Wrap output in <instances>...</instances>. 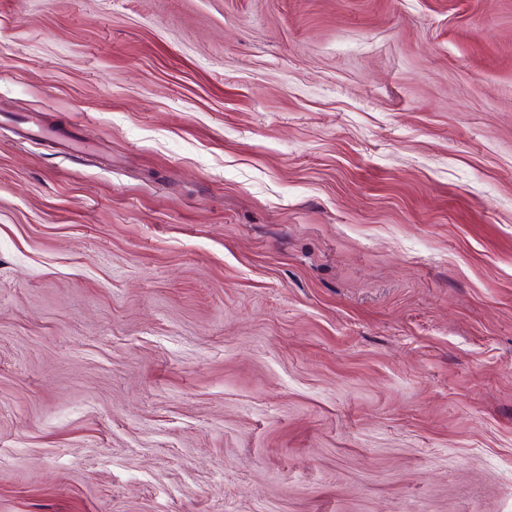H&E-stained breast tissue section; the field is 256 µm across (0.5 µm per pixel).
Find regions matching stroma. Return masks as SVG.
<instances>
[{
  "label": "stroma",
  "mask_w": 512,
  "mask_h": 512,
  "mask_svg": "<svg viewBox=\"0 0 512 512\" xmlns=\"http://www.w3.org/2000/svg\"><path fill=\"white\" fill-rule=\"evenodd\" d=\"M0 512H512V0H0Z\"/></svg>",
  "instance_id": "1"
}]
</instances>
